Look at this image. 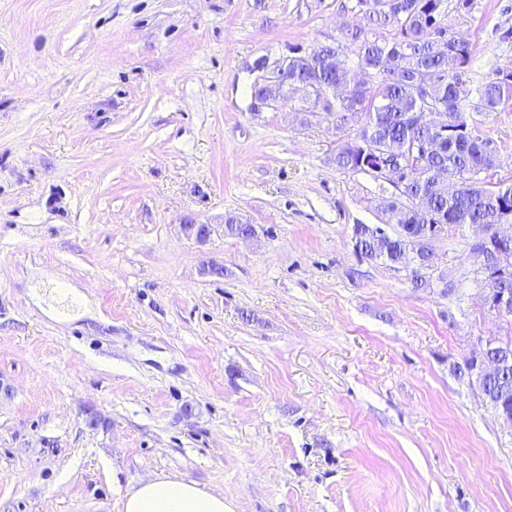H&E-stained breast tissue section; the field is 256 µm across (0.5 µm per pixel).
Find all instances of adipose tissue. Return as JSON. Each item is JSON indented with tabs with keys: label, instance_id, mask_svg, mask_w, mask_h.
I'll return each instance as SVG.
<instances>
[{
	"label": "adipose tissue",
	"instance_id": "adipose-tissue-1",
	"mask_svg": "<svg viewBox=\"0 0 512 512\" xmlns=\"http://www.w3.org/2000/svg\"><path fill=\"white\" fill-rule=\"evenodd\" d=\"M122 512H227L223 494L171 475L131 486L122 498Z\"/></svg>",
	"mask_w": 512,
	"mask_h": 512
}]
</instances>
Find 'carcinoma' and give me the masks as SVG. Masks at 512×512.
I'll use <instances>...</instances> for the list:
<instances>
[{
	"label": "carcinoma",
	"mask_w": 512,
	"mask_h": 512,
	"mask_svg": "<svg viewBox=\"0 0 512 512\" xmlns=\"http://www.w3.org/2000/svg\"><path fill=\"white\" fill-rule=\"evenodd\" d=\"M348 8L362 12L363 25L341 32L336 45L357 58L358 73L365 80L353 81L326 66L331 45L321 44L306 55H288V93L308 84L313 91L312 108L336 114L339 125L362 123L358 136L336 148L333 161L343 170L368 171L361 155V140L377 137L383 152L406 156L409 144L427 134L412 127L411 114L422 106L435 107L442 101L448 107L450 126L460 131L462 143L450 149L443 146L430 154L423 170L400 187L398 196L381 204L385 223L397 226L390 235L379 226L356 224L359 248L371 260L391 265L409 266L406 255L408 238L420 233L433 216L446 224H499L506 220L504 205L512 206V184L493 181L495 158L488 151L492 140L484 136L482 122L468 107L477 102L484 112H494L512 101V71L492 79L478 77L466 81L462 75L471 71L473 44L448 31L444 23V0H348ZM352 85L345 101L334 102L324 92L334 81ZM463 167L475 179L462 189L453 179L435 181L442 170ZM485 282L493 288L512 291V273L505 275L494 268ZM466 359L455 367L478 383L497 416L512 418V355L499 371L484 377L473 371Z\"/></svg>",
	"instance_id": "carcinoma-1"
}]
</instances>
